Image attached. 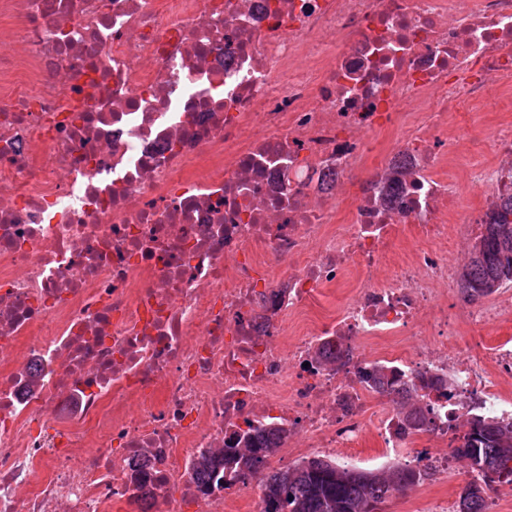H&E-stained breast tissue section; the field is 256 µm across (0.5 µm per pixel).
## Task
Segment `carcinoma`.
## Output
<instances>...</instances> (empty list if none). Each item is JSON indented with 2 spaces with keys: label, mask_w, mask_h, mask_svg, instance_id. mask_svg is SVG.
<instances>
[{
  "label": "carcinoma",
  "mask_w": 512,
  "mask_h": 512,
  "mask_svg": "<svg viewBox=\"0 0 512 512\" xmlns=\"http://www.w3.org/2000/svg\"><path fill=\"white\" fill-rule=\"evenodd\" d=\"M463 298L476 301L512 284V197L489 215L483 232L459 274ZM282 441L274 429L248 436L239 448H226L216 457H204L196 466L198 479L219 478L220 471L244 478L266 466ZM452 449L474 477L463 488L457 512H486V491L512 489V426L496 418L475 417L469 431ZM430 478L424 469L392 463L363 469L330 456L305 457L286 469H269L261 491V512H381L393 495L404 493Z\"/></svg>",
  "instance_id": "1"
}]
</instances>
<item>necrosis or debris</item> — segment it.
Returning <instances> with one entry per match:
<instances>
[{
	"label": "necrosis or debris",
	"instance_id": "necrosis-or-debris-1",
	"mask_svg": "<svg viewBox=\"0 0 512 512\" xmlns=\"http://www.w3.org/2000/svg\"><path fill=\"white\" fill-rule=\"evenodd\" d=\"M0 23V512H111L143 481L149 512H241L262 474L208 492L194 464L272 425L286 462L373 440L444 477L472 417L512 423V294L448 302L512 196V123L469 173L482 205L442 172L458 105L512 93V0H0Z\"/></svg>",
	"mask_w": 512,
	"mask_h": 512
}]
</instances>
